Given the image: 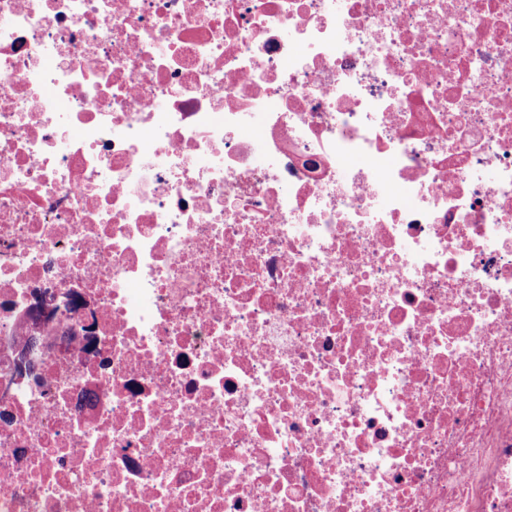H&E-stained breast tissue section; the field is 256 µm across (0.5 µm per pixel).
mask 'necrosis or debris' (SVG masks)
<instances>
[{
  "instance_id": "1",
  "label": "necrosis or debris",
  "mask_w": 512,
  "mask_h": 512,
  "mask_svg": "<svg viewBox=\"0 0 512 512\" xmlns=\"http://www.w3.org/2000/svg\"><path fill=\"white\" fill-rule=\"evenodd\" d=\"M0 512H512V0H0Z\"/></svg>"
}]
</instances>
